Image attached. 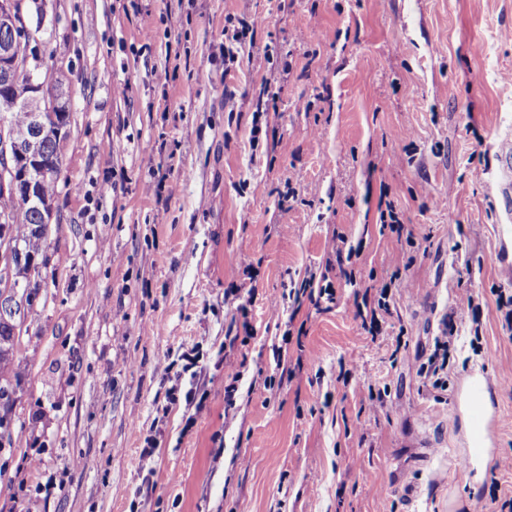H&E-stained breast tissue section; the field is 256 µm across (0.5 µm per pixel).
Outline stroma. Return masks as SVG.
<instances>
[{
    "mask_svg": "<svg viewBox=\"0 0 512 512\" xmlns=\"http://www.w3.org/2000/svg\"><path fill=\"white\" fill-rule=\"evenodd\" d=\"M37 3L41 72L67 77L70 119L44 297L11 363L0 512H500L512 385L491 397L503 423L477 482L454 468L470 447L454 397L471 374H512V222L491 188L512 137V0ZM228 15L265 20L231 64ZM384 199L406 236L381 225ZM337 233L361 250L356 280L391 286L377 336L354 283L321 309L289 296ZM469 303L479 322L432 388L420 367ZM175 385L202 408L169 402Z\"/></svg>",
    "mask_w": 512,
    "mask_h": 512,
    "instance_id": "obj_1",
    "label": "stroma"
}]
</instances>
